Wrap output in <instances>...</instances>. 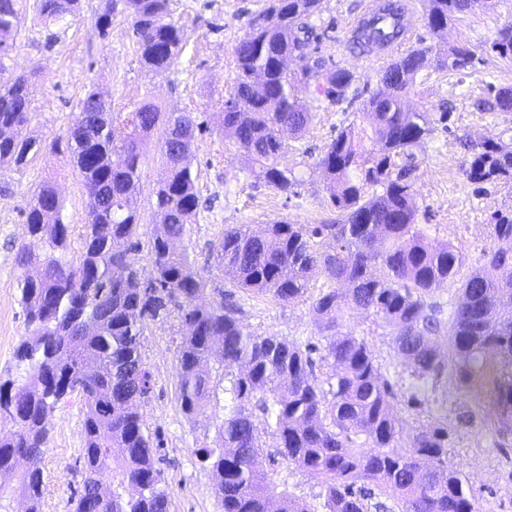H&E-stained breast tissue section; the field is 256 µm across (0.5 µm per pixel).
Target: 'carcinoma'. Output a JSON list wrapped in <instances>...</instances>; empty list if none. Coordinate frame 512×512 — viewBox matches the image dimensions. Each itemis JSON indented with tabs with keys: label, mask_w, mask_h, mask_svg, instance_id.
<instances>
[{
	"label": "carcinoma",
	"mask_w": 512,
	"mask_h": 512,
	"mask_svg": "<svg viewBox=\"0 0 512 512\" xmlns=\"http://www.w3.org/2000/svg\"><path fill=\"white\" fill-rule=\"evenodd\" d=\"M81 0H38L46 25L76 14ZM170 0H109L94 13L102 34L121 15L136 38L142 65L167 70L185 44L168 20ZM320 0H272L248 23L235 47L232 91L217 126L233 141L247 171L286 198L300 196L304 173L281 163L285 136L299 138L311 123V103L350 99L356 77L322 56L313 17ZM400 0L388 19L358 31L353 48L373 53L398 39ZM474 10L469 0H426L425 26L433 44L393 59L376 86L365 89L354 120L341 127L316 163L339 218L328 224L286 220L254 231L224 228L213 244L217 267L234 286L269 295L281 304L305 297L318 316L326 372L314 374L317 344L300 346L275 334L245 331L237 310L220 300L198 302L208 280L175 249L199 208L193 174L194 144L209 129L189 112H163L150 101L131 112L91 91L67 131L70 160L81 178L87 224L78 254L71 251L65 201L52 182L26 203L29 239L16 261L21 303L30 336L18 361L32 386H0V407L12 424L0 436V512H41L40 467L48 443L47 421L73 386L83 398L82 482L76 512H169L160 440L145 430L141 402L151 374L141 353L144 321L182 311L186 333L178 351L180 404L193 416L214 390L212 360L227 375L229 395L219 443L203 449L218 477L223 512H383L379 498L396 496L400 512H479L463 480L448 469V384L483 390L498 423L512 428V213L491 216L492 245L483 264L459 285L451 318L434 293L454 278L464 260L459 247L436 246L417 223L414 149L437 130L448 131L453 112L443 104L416 109L409 99L416 77L429 66L459 71L474 51L442 41L448 25ZM21 0H0V71L20 26ZM492 53L512 59V25L502 28ZM295 62L291 69L288 62ZM480 112H512V88L476 102ZM26 74L0 85V165L25 166L40 150L21 130L30 119ZM160 133L164 177L155 191L161 221L148 241L157 286L142 281L141 216L136 197L151 134ZM473 184L512 181V146L498 137L468 146L461 163ZM35 266L38 275L28 272ZM321 277L326 287L309 294ZM365 311L390 329L404 368L383 373L368 342L336 332L344 314ZM415 411L408 439L399 406ZM277 441L274 453L317 475L318 505L294 497L265 469L262 434ZM26 459L24 470L17 462ZM137 488L130 496L126 489Z\"/></svg>",
	"instance_id": "1"
}]
</instances>
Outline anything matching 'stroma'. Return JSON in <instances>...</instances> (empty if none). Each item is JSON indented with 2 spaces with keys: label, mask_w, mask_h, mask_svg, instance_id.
<instances>
[{
  "label": "stroma",
  "mask_w": 512,
  "mask_h": 512,
  "mask_svg": "<svg viewBox=\"0 0 512 512\" xmlns=\"http://www.w3.org/2000/svg\"><path fill=\"white\" fill-rule=\"evenodd\" d=\"M368 0H321L313 22L323 35L319 52L351 70L359 83L375 81L384 61H372L353 52L347 42L351 25ZM270 0H171L170 18L187 38L182 56L170 69L150 72L140 63L130 27L114 22L107 36L95 28L94 13L105 0H89L83 12L65 26L45 25L31 0L13 49L0 71V82L18 73L31 78V120L24 135L45 142L35 159L21 169L0 165V384L22 385L24 371L15 358L28 338L17 285L16 254L27 239L23 210L32 192L45 181L55 183L66 200L64 221L71 229L72 245H79L87 212L81 180L66 149L49 150L48 142L65 140L78 111L77 103L91 90L108 96L114 111L129 112L144 100L165 111L188 112L196 120L210 121L222 111L235 77L234 48L247 33L252 15L267 9ZM512 24V0H482L473 12L448 28L449 44L469 45L475 56L461 71L422 70L410 103L433 108L448 103L453 109L449 132L435 133L416 149L414 173L418 223L427 225L435 242L461 248L464 263L455 281L438 289L444 312H452L458 281L482 263L491 245L490 216L512 211V182L475 185L462 174L467 153L465 140L498 137L512 127V112H479L474 103L489 93L512 86V60L489 54L488 47L505 25ZM348 103L315 104V118L300 141L294 142L284 162L303 171L306 180L297 198L287 199L259 185L249 176L236 147L218 127L195 143L194 168L200 207L179 250L187 253L195 270L211 278L208 298L233 301L240 308L243 328L254 334H276L299 344L321 343V332L309 301L283 305L233 286L219 271L211 246L228 224L252 229L277 220L294 224H321L336 218L323 191V176L315 163L337 130L353 119ZM163 173L160 141L151 138L146 150L138 194L142 217L141 241H148L153 224V190ZM344 331L367 338L379 362L400 368L390 331L362 311L345 314ZM185 326L178 308L147 321L141 342L143 361L152 376V390L143 407L145 428L158 435L163 449L158 461L170 512H222L215 493V475L201 451L214 447L224 418V401H211L208 409L187 417L180 406L178 349ZM494 410L476 404L456 387L448 389V422L452 435L448 466L468 481L480 512H512V433L494 426ZM83 399L72 396L50 415L48 446L41 462L42 512H75L71 500L82 480ZM275 440L263 438L267 469L285 481L289 492L314 501L320 490L318 476L283 462L274 454Z\"/></svg>",
  "instance_id": "35a3bbf8"
}]
</instances>
